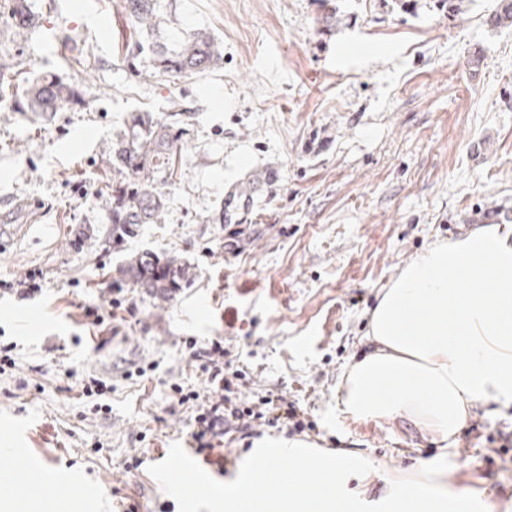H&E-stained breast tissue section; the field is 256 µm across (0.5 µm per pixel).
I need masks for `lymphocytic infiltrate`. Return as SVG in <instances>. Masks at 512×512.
Listing matches in <instances>:
<instances>
[{"label": "lymphocytic infiltrate", "instance_id": "obj_1", "mask_svg": "<svg viewBox=\"0 0 512 512\" xmlns=\"http://www.w3.org/2000/svg\"><path fill=\"white\" fill-rule=\"evenodd\" d=\"M185 347L188 365L201 371L204 386L198 390L176 384L172 391L191 412L188 445L206 463L220 468L229 464V457L218 452L228 439L241 441L247 449L252 438L266 429L291 436L315 432L307 411L286 391L252 392V373L238 364L222 339L201 342L191 338Z\"/></svg>", "mask_w": 512, "mask_h": 512}]
</instances>
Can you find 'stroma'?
Instances as JSON below:
<instances>
[{
    "label": "stroma",
    "instance_id": "35a3bbf8",
    "mask_svg": "<svg viewBox=\"0 0 512 512\" xmlns=\"http://www.w3.org/2000/svg\"><path fill=\"white\" fill-rule=\"evenodd\" d=\"M32 26L0 24V65L55 73L82 102L49 117L0 108V225L27 232L0 245V473L65 489L62 512H179L148 472L185 442L190 412L171 386L203 379L188 338H231L258 390L288 388L319 437L302 444L367 458L368 495L448 458L449 490L484 491L488 512H512V462L487 469L456 434L440 447L410 420L357 421L340 408L345 371L369 353L377 295L432 243L468 232L461 219L512 208V30H490L496 0H340L321 32L317 0H163L175 40L202 29L224 48L218 68L153 75L150 53L127 61L122 0H29ZM480 54L478 69L468 60ZM191 119L179 170L162 190L164 223L141 225L122 251L106 236L112 141L130 113ZM274 175L242 221L236 247L212 223L228 190ZM151 251L190 268L167 305L133 293L110 334L80 323L79 304L107 307L125 260ZM42 289L27 298L28 282ZM112 385L109 411L81 397L90 377ZM139 468H130L132 458Z\"/></svg>",
    "mask_w": 512,
    "mask_h": 512
}]
</instances>
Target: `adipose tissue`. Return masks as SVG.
Returning <instances> with one entry per match:
<instances>
[{"label": "adipose tissue", "mask_w": 512, "mask_h": 512, "mask_svg": "<svg viewBox=\"0 0 512 512\" xmlns=\"http://www.w3.org/2000/svg\"><path fill=\"white\" fill-rule=\"evenodd\" d=\"M369 354L343 375L353 418L413 419L448 441L479 402L512 401V231L492 224L439 241L384 289ZM0 477V512H40L37 482Z\"/></svg>", "instance_id": "adipose-tissue-1"}]
</instances>
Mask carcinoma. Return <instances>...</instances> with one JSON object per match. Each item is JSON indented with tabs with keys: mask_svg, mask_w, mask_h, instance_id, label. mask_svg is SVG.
<instances>
[{
	"mask_svg": "<svg viewBox=\"0 0 512 512\" xmlns=\"http://www.w3.org/2000/svg\"><path fill=\"white\" fill-rule=\"evenodd\" d=\"M338 0H319L322 30L331 32L341 22ZM14 25L25 28L31 14L28 0H10ZM124 9L133 27L147 35V45L155 62V74L182 76L204 73L222 61V48L203 30L187 31L175 44L160 35L158 0H124ZM493 29L512 28V0H499L496 9L486 19ZM9 101L22 112L45 114L55 112L65 104L76 105L81 96L76 85L60 77H35L18 84L8 71H0V102ZM185 112H171L161 120L149 112L131 114L123 131L112 141V178L104 181L101 191L109 198L107 216L108 237L112 248L119 249L126 239L135 235L142 224H162L168 209V198L159 184L178 172L181 148L176 131L185 124ZM270 173L259 171L248 177L249 183L224 198V206L213 217L217 224H231L241 211L252 207L250 183L258 182ZM508 212L487 208L466 222L499 224L509 221ZM122 273L134 287L162 305L173 296V287L188 279L184 264L175 258L165 261L151 251L131 257Z\"/></svg>",
	"mask_w": 512,
	"mask_h": 512,
	"instance_id": "carcinoma-1",
	"label": "carcinoma"
}]
</instances>
